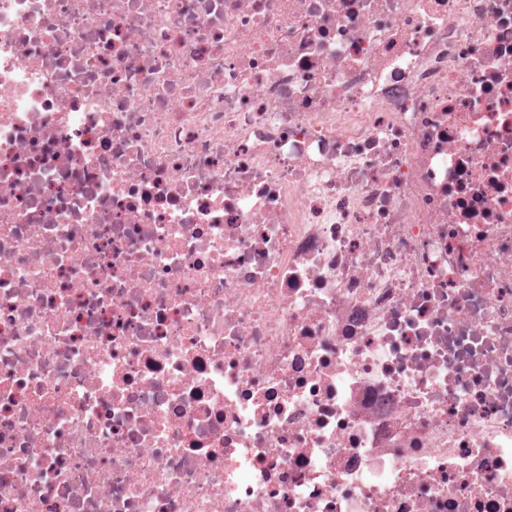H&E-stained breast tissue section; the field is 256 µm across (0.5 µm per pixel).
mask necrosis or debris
<instances>
[{"label":"necrosis or debris","mask_w":512,"mask_h":512,"mask_svg":"<svg viewBox=\"0 0 512 512\" xmlns=\"http://www.w3.org/2000/svg\"><path fill=\"white\" fill-rule=\"evenodd\" d=\"M0 512H512V0H0Z\"/></svg>","instance_id":"obj_1"}]
</instances>
